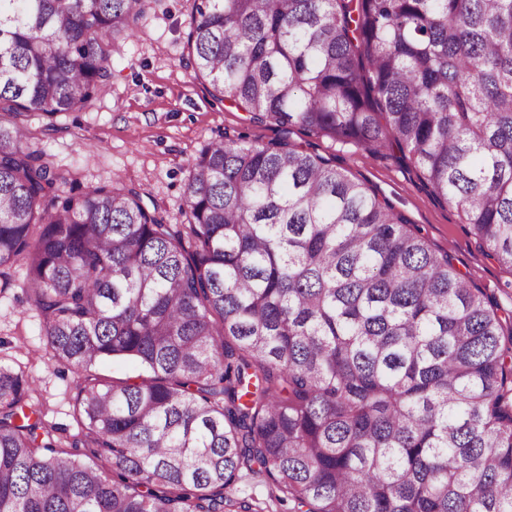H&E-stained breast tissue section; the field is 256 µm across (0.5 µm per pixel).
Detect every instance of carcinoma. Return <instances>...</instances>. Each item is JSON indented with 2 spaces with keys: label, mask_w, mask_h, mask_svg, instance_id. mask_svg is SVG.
Masks as SVG:
<instances>
[{
  "label": "carcinoma",
  "mask_w": 512,
  "mask_h": 512,
  "mask_svg": "<svg viewBox=\"0 0 512 512\" xmlns=\"http://www.w3.org/2000/svg\"><path fill=\"white\" fill-rule=\"evenodd\" d=\"M153 0H0V266L88 378L52 438L0 366V512H512V316L363 183L285 141L216 140L166 224L65 193L25 118L86 108ZM196 78L249 120L409 153L512 267V0H194Z\"/></svg>",
  "instance_id": "obj_1"
}]
</instances>
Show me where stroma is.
<instances>
[{"instance_id": "1", "label": "stroma", "mask_w": 512, "mask_h": 512, "mask_svg": "<svg viewBox=\"0 0 512 512\" xmlns=\"http://www.w3.org/2000/svg\"><path fill=\"white\" fill-rule=\"evenodd\" d=\"M193 4L154 0L138 33L114 42L105 88L86 109L60 116L53 130L41 117H28V142L49 156L63 190L133 187L157 217L171 224L184 203L192 162L208 142L222 136L251 144L285 140L334 159L388 201L434 250L447 253L494 305L512 311V269L487 255L461 213L429 193L399 150L372 154L295 127L249 121L245 112L216 99L208 84L195 79L187 45ZM24 282L22 264L0 267V366L28 375L30 402L55 426L56 438L66 442L79 431L76 394L87 376L127 379L140 370L105 362L86 372L52 360Z\"/></svg>"}]
</instances>
